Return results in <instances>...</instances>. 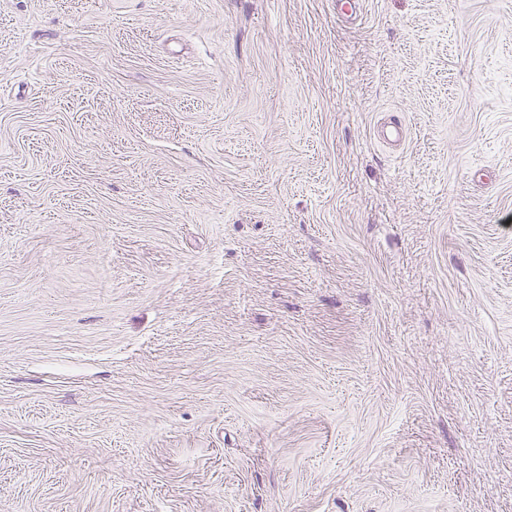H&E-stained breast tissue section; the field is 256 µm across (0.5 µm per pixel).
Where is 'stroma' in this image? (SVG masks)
<instances>
[{
  "instance_id": "obj_1",
  "label": "stroma",
  "mask_w": 512,
  "mask_h": 512,
  "mask_svg": "<svg viewBox=\"0 0 512 512\" xmlns=\"http://www.w3.org/2000/svg\"><path fill=\"white\" fill-rule=\"evenodd\" d=\"M0 512H512V0H0Z\"/></svg>"
}]
</instances>
